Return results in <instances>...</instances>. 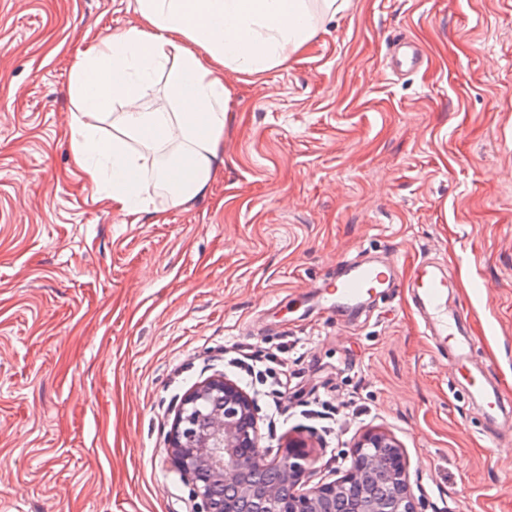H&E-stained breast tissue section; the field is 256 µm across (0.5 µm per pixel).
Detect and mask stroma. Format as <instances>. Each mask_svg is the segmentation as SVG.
I'll return each instance as SVG.
<instances>
[{"label":"stroma","mask_w":512,"mask_h":512,"mask_svg":"<svg viewBox=\"0 0 512 512\" xmlns=\"http://www.w3.org/2000/svg\"><path fill=\"white\" fill-rule=\"evenodd\" d=\"M133 20L128 0H0V512H196L168 436L241 343L298 378L280 415L255 402L268 458L308 442V486L376 428L419 512H512V435L485 439L450 390L408 288L444 263L512 400V0H350L283 66L230 76L224 169L188 205L155 197L160 224L125 223L69 154L75 58ZM396 36L427 68L385 70ZM363 251L399 284L337 312L322 286Z\"/></svg>","instance_id":"35a3bbf8"}]
</instances>
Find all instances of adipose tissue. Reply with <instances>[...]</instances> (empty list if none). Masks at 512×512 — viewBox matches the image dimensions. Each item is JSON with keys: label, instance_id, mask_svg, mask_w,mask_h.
<instances>
[{"label": "adipose tissue", "instance_id": "adipose-tissue-1", "mask_svg": "<svg viewBox=\"0 0 512 512\" xmlns=\"http://www.w3.org/2000/svg\"><path fill=\"white\" fill-rule=\"evenodd\" d=\"M349 0H133L135 22L95 37L72 67L73 166L130 223L161 221L147 185L171 206L204 196L224 166L233 88L226 74L285 64ZM165 77L161 96L146 89ZM111 134H104L103 122Z\"/></svg>", "mask_w": 512, "mask_h": 512}]
</instances>
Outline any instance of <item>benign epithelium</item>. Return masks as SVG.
<instances>
[{
	"mask_svg": "<svg viewBox=\"0 0 512 512\" xmlns=\"http://www.w3.org/2000/svg\"><path fill=\"white\" fill-rule=\"evenodd\" d=\"M167 456L204 512H417L406 456L390 434L366 431L338 481L307 489L308 445L290 439L278 459L267 461L254 399L224 375L186 393Z\"/></svg>",
	"mask_w": 512,
	"mask_h": 512,
	"instance_id": "1",
	"label": "benign epithelium"
}]
</instances>
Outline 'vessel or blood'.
<instances>
[{
    "mask_svg": "<svg viewBox=\"0 0 512 512\" xmlns=\"http://www.w3.org/2000/svg\"><path fill=\"white\" fill-rule=\"evenodd\" d=\"M425 62L419 48L401 39L393 42L386 66L393 73L403 74L423 67ZM342 268V273L325 293L328 301L345 305L361 300L373 288L398 278V267L391 262L346 259ZM412 288V300L423 316L426 335L435 341H447L454 353V364L461 376L459 391L480 405L486 423H494L507 405L501 391L487 381L473 361V345L466 337L469 310L447 306V297L454 288L451 275L442 272L434 262L424 260L414 270Z\"/></svg>",
    "mask_w": 512,
    "mask_h": 512,
    "instance_id": "vessel-or-blood-1",
    "label": "vessel or blood"
}]
</instances>
